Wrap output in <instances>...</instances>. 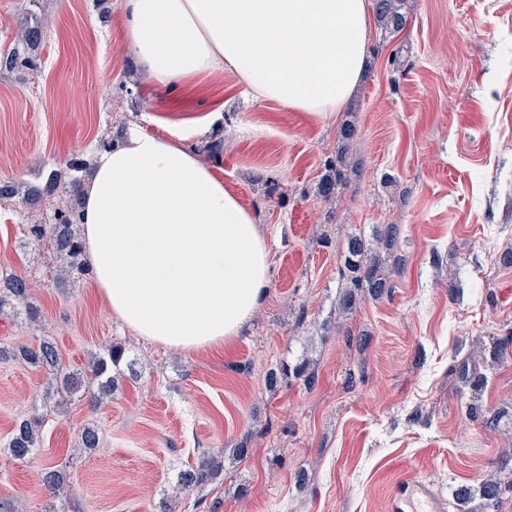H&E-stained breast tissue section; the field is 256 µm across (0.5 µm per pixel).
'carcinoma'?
<instances>
[{"instance_id": "obj_1", "label": "carcinoma", "mask_w": 512, "mask_h": 512, "mask_svg": "<svg viewBox=\"0 0 512 512\" xmlns=\"http://www.w3.org/2000/svg\"><path fill=\"white\" fill-rule=\"evenodd\" d=\"M36 0H27L20 8L17 24L18 46L0 52V73L12 72L20 67L38 70L37 49L46 36L47 23L34 11ZM404 0H374V14L378 24L389 31H401L407 19L403 13ZM358 137L357 127L350 123L341 125L338 138L343 150L327 164L326 173L318 185V194L325 200L335 197L346 184L348 162L346 149ZM88 161L81 154L67 158L62 166L51 169L40 182L27 183L0 181V202L16 201L26 216L21 225L22 245L49 248L54 263L53 281L62 286L69 278L85 271L82 263L83 240L79 233L81 224V186ZM65 183V198L56 197L60 183ZM343 277L346 283L338 296L339 313L348 314L363 299L379 298L389 287L390 272L380 259L379 253L369 248L364 239L349 236L343 253ZM10 309L17 315H25L32 322L40 321L41 312L30 301V281L27 277L13 274L0 278V313ZM125 348L115 344L107 349V357L96 359L90 369L88 384L97 388L100 395H112L115 380L108 374V366H119ZM1 359L23 362L48 374L44 399L54 396L64 398L82 386L64 364L56 346L46 340L39 344H21L12 349H0ZM460 379L471 392V403L466 416L485 430L496 431L502 414L480 403V395L486 384V376L474 360L459 365ZM44 415L33 412L18 420L0 447L15 460H24L36 450L44 426ZM97 429L85 427L80 434L77 451H91L99 446ZM224 451L201 456L198 461L180 474L177 492L189 494L200 491L221 479L224 473ZM42 486L53 497L66 491L69 475L63 468H45ZM512 493V480L502 481L490 475L476 486H460L452 492L448 507L456 512H502L505 493Z\"/></svg>"}]
</instances>
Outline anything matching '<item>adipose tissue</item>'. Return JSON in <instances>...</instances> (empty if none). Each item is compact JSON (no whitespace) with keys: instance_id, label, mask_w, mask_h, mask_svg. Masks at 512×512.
Wrapping results in <instances>:
<instances>
[{"instance_id":"1","label":"adipose tissue","mask_w":512,"mask_h":512,"mask_svg":"<svg viewBox=\"0 0 512 512\" xmlns=\"http://www.w3.org/2000/svg\"><path fill=\"white\" fill-rule=\"evenodd\" d=\"M122 14L153 86L227 72L256 99L329 119L366 67L369 0H122ZM81 196L87 262L113 318L185 352L235 343L269 286L268 242L184 134L130 129L94 151Z\"/></svg>"}]
</instances>
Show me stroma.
Masks as SVG:
<instances>
[{"label": "stroma", "instance_id": "stroma-1", "mask_svg": "<svg viewBox=\"0 0 512 512\" xmlns=\"http://www.w3.org/2000/svg\"><path fill=\"white\" fill-rule=\"evenodd\" d=\"M122 0H39L49 28L41 69L0 74V179L36 181L102 136L130 125L161 136L212 112L211 164L269 240L267 295L226 351L185 353L149 343L113 319L92 275L55 287L46 251L20 248V206H0V275L31 282L43 320L0 314V345L44 338L71 371L115 343L125 362L111 400L79 392L46 419L33 458L0 454V502L27 512H387L398 476L441 497L512 472V357L491 355L512 332V0H405L398 33L370 25L368 67L334 120L254 100L228 74L176 88L133 77ZM356 125L347 188L317 193ZM393 184H384V176ZM398 227L390 288L344 318L338 250L348 234L373 240ZM480 353L483 405L507 413L498 432L465 416L456 365ZM308 361L306 387L269 372ZM43 371L0 363V440L38 404ZM100 444L79 454L78 430ZM248 454L237 458L236 447ZM224 452L221 481L173 498L186 463ZM70 474L59 500L40 490L48 465Z\"/></svg>", "mask_w": 512, "mask_h": 512}]
</instances>
